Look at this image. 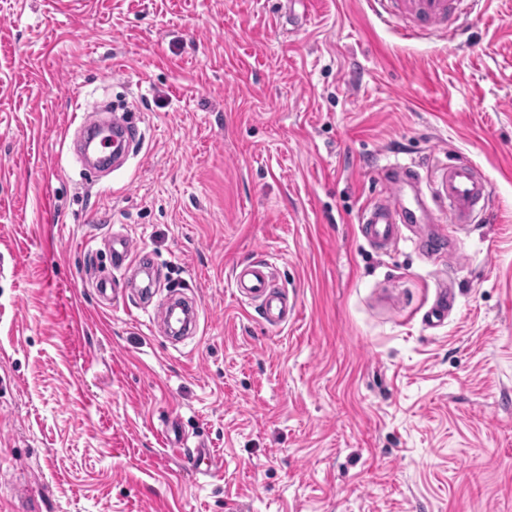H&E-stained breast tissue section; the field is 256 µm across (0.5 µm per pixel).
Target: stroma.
Segmentation results:
<instances>
[{
  "instance_id": "1",
  "label": "stroma",
  "mask_w": 512,
  "mask_h": 512,
  "mask_svg": "<svg viewBox=\"0 0 512 512\" xmlns=\"http://www.w3.org/2000/svg\"><path fill=\"white\" fill-rule=\"evenodd\" d=\"M104 99L144 138L88 180L71 134ZM450 151L489 217L369 245L377 167ZM115 233L195 335L151 333L146 276L100 303ZM248 259L287 323L238 299ZM0 512H512V0L452 42L369 0H0ZM269 269L263 260L239 262L233 269V284L240 298L256 304L265 322L281 325L293 315L295 304L288 305V295L273 284Z\"/></svg>"
}]
</instances>
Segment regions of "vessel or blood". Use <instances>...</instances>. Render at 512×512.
I'll return each instance as SVG.
<instances>
[{
	"mask_svg": "<svg viewBox=\"0 0 512 512\" xmlns=\"http://www.w3.org/2000/svg\"><path fill=\"white\" fill-rule=\"evenodd\" d=\"M475 0H370L374 14L384 23L402 24L405 35L421 38L436 33L455 38L473 8ZM112 139L102 142V149L112 152L113 168L123 164L122 154L126 146L135 142L137 130L122 118L115 117L109 123ZM97 105L85 108L78 124L79 133L96 136L103 125ZM382 179L388 189L378 199L364 207L358 222L365 237L382 243L397 242L398 229L403 224H418L434 218V211L425 202L406 204L401 196L403 185H419V174L398 165L386 166ZM434 199L446 204L448 224L451 230L464 229L471 224L479 205L489 203L490 186L473 162L462 157L449 158L438 174ZM112 254V268L126 271L132 268L148 270L152 281H160L162 271L149 266L147 256L137 250L123 236H112L108 241ZM270 266L262 260L237 263L232 279L238 296L256 304L262 318L271 325L286 323L295 311L285 292L276 287L270 277Z\"/></svg>",
	"mask_w": 512,
	"mask_h": 512,
	"instance_id": "1",
	"label": "vessel or blood"
}]
</instances>
